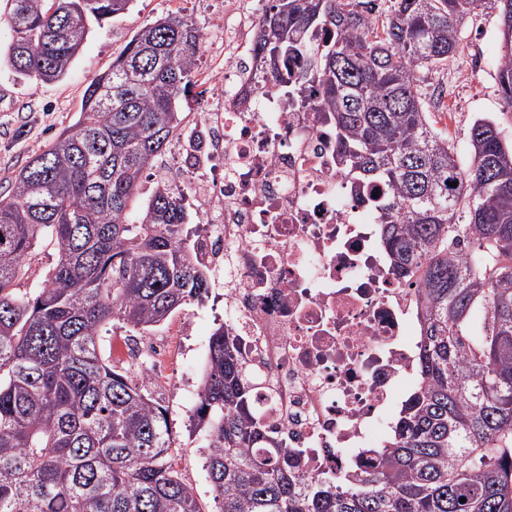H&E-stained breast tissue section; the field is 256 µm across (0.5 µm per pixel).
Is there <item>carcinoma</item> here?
<instances>
[{
    "label": "carcinoma",
    "instance_id": "obj_1",
    "mask_svg": "<svg viewBox=\"0 0 512 512\" xmlns=\"http://www.w3.org/2000/svg\"><path fill=\"white\" fill-rule=\"evenodd\" d=\"M8 2V64L53 82L90 21L132 0ZM362 5L267 0L249 81L257 99L318 83L311 110L336 128L347 165L391 191L381 223L394 267L421 290L425 385L370 472L303 477L260 430L250 368L219 326L192 414L216 512H512V142L478 118L462 161L418 89L457 53L464 19L496 9L512 108V0ZM202 40L177 12L137 31L0 199V512H204L170 462L166 409L98 352L105 324L148 330L210 288L173 180L138 204L145 170L181 135ZM45 234L57 262L21 292Z\"/></svg>",
    "mask_w": 512,
    "mask_h": 512
}]
</instances>
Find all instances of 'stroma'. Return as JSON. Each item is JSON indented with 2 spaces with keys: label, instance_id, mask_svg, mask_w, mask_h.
Listing matches in <instances>:
<instances>
[{
  "label": "stroma",
  "instance_id": "35a3bbf8",
  "mask_svg": "<svg viewBox=\"0 0 512 512\" xmlns=\"http://www.w3.org/2000/svg\"><path fill=\"white\" fill-rule=\"evenodd\" d=\"M266 0H132L124 14L101 27H93L68 74L60 81L37 84L16 75L0 64V197L7 196L17 170L59 131L78 117L84 90L90 80L109 68L131 37L142 27L168 12H180L203 33L201 72L198 84L180 100L183 131L200 125L210 111L209 93L199 83L210 80L224 66V39L216 31L219 20L232 13L241 19L261 17ZM460 50L448 63L420 74V91L436 128L445 132L459 151L467 149V131L477 117L497 121L506 137L512 138V108L498 87V63L502 53L501 17L495 10H478L459 27ZM224 289L213 284L207 298L174 311L158 326L143 334L129 332L119 322L106 324L99 339L102 354L117 368L127 369L130 379L142 383V360L127 358L130 350L159 340L173 345L176 365L160 363L168 375L164 386L148 390L168 411L175 439V467L194 490L203 512H213L211 483L203 468L200 439L189 430L190 397L197 392L202 373L200 361L208 356L209 338L224 321Z\"/></svg>",
  "mask_w": 512,
  "mask_h": 512
}]
</instances>
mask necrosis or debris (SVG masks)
Returning a JSON list of instances; mask_svg holds the SVG:
<instances>
[{"instance_id":"1","label":"necrosis or debris","mask_w":512,"mask_h":512,"mask_svg":"<svg viewBox=\"0 0 512 512\" xmlns=\"http://www.w3.org/2000/svg\"><path fill=\"white\" fill-rule=\"evenodd\" d=\"M240 27L210 94L203 145L182 141L175 163L198 171L200 259L224 280V329L260 384L266 431L308 476L370 470L396 417L423 386L422 299L383 241L371 186L356 184L334 127L270 90L250 111Z\"/></svg>"}]
</instances>
